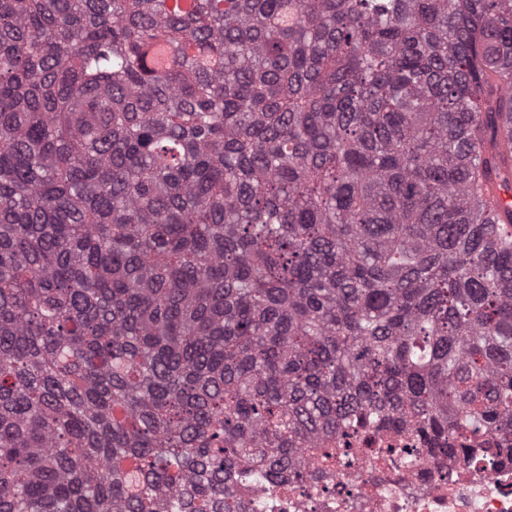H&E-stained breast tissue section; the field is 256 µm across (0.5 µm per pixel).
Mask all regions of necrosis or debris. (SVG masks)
<instances>
[{
	"mask_svg": "<svg viewBox=\"0 0 512 512\" xmlns=\"http://www.w3.org/2000/svg\"><path fill=\"white\" fill-rule=\"evenodd\" d=\"M307 449L285 482L254 479L241 498L255 512H512V464L434 456L407 428H358L336 438L332 459Z\"/></svg>",
	"mask_w": 512,
	"mask_h": 512,
	"instance_id": "4bbe7bcc",
	"label": "necrosis or debris"
}]
</instances>
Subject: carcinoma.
Instances as JSON below:
<instances>
[{
  "label": "carcinoma",
  "mask_w": 512,
  "mask_h": 512,
  "mask_svg": "<svg viewBox=\"0 0 512 512\" xmlns=\"http://www.w3.org/2000/svg\"><path fill=\"white\" fill-rule=\"evenodd\" d=\"M504 89L512 0H0V512L511 432Z\"/></svg>",
  "instance_id": "cac0c4a2"
}]
</instances>
